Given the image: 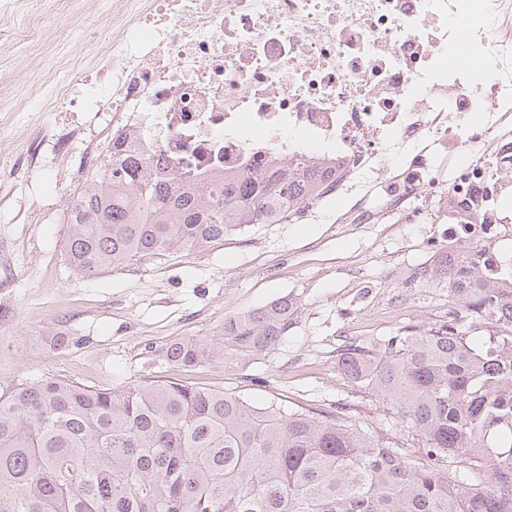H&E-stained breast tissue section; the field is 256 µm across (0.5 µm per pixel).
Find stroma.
I'll return each mask as SVG.
<instances>
[{
    "mask_svg": "<svg viewBox=\"0 0 512 512\" xmlns=\"http://www.w3.org/2000/svg\"><path fill=\"white\" fill-rule=\"evenodd\" d=\"M21 97L0 112V142L29 141L34 162L0 177V394L23 379L63 378L99 389L165 377L223 388L260 404L326 413L344 406L360 421L399 431L396 407L344 377L348 342L367 345L398 329L430 328L448 314V279L428 251L431 224H367L337 233L345 207L316 220L253 224L198 253L174 251L92 278L65 261V200L87 142L108 112H38ZM72 139H59L60 131ZM432 270L430 281L417 279ZM287 299L292 324L265 354L177 370L166 349L213 338L225 319ZM64 332L69 346H54Z\"/></svg>",
    "mask_w": 512,
    "mask_h": 512,
    "instance_id": "35a3bbf8",
    "label": "stroma"
}]
</instances>
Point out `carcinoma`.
Listing matches in <instances>:
<instances>
[{"instance_id":"carcinoma-1","label":"carcinoma","mask_w":512,"mask_h":512,"mask_svg":"<svg viewBox=\"0 0 512 512\" xmlns=\"http://www.w3.org/2000/svg\"><path fill=\"white\" fill-rule=\"evenodd\" d=\"M327 167L166 177L114 140L67 215L65 258L96 276L201 252L249 224H286ZM453 281L455 308L420 332L348 345L345 377L391 400L395 436L334 413L257 405L175 378L112 390L34 379L0 394V512H512V288ZM278 300L176 342L175 368L258 356L288 331ZM482 334L475 345L471 335Z\"/></svg>"}]
</instances>
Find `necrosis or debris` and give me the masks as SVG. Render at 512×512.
<instances>
[{
  "label": "necrosis or debris",
  "instance_id": "necrosis-or-debris-1",
  "mask_svg": "<svg viewBox=\"0 0 512 512\" xmlns=\"http://www.w3.org/2000/svg\"><path fill=\"white\" fill-rule=\"evenodd\" d=\"M95 8V43L60 32L41 76L0 85L43 112L112 115L78 168L88 185L112 138L187 169L253 173L336 164L341 224H438L449 268L512 286V0H52ZM10 48L38 51L30 0H0ZM490 67L475 70L473 62Z\"/></svg>",
  "mask_w": 512,
  "mask_h": 512
}]
</instances>
